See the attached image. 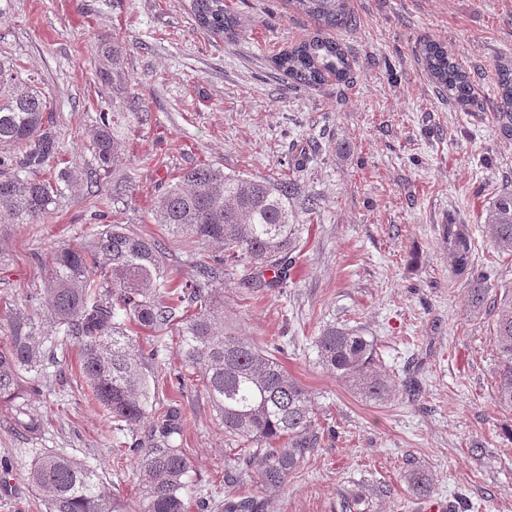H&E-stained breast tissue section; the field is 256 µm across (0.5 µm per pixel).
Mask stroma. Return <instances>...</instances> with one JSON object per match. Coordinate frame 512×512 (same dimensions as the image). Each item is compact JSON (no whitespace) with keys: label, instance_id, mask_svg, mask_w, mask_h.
Masks as SVG:
<instances>
[{"label":"stroma","instance_id":"obj_1","mask_svg":"<svg viewBox=\"0 0 512 512\" xmlns=\"http://www.w3.org/2000/svg\"><path fill=\"white\" fill-rule=\"evenodd\" d=\"M190 0H0V47L37 78L53 103L61 153L91 140L104 105L93 82L95 42L116 35L127 67L153 114L128 131L132 196L115 203L111 224L164 242L168 262L185 277L210 254L185 248L152 221V207L177 172L209 163L230 174L292 178L316 213L297 208L302 226L285 287L249 288L224 281V324L257 344H276L285 370L315 402L319 444L286 490L247 482L238 494L263 512H341V492L365 491L370 512H425L430 502L464 498L472 512H512V410L494 401L496 315L474 312L467 274L443 236L448 224L468 235L469 265L488 277L489 301L512 299V254L492 245L485 217L512 192V135L497 110L495 69L512 61V0H350L356 28L330 31L353 63L347 81L295 84L271 62L274 53L310 38L316 27L287 0H224L242 30L231 42L200 29ZM445 46L483 101L479 112L449 108L419 57L423 42ZM97 202L69 190L45 224L9 229L0 252V300L20 298L43 277L50 254L78 242ZM361 327L377 344L392 383L414 375L417 397L375 404L336 382L317 362L314 338L329 322ZM136 347L160 348L146 376L157 405L177 409L193 463L188 512H224V473L234 442L203 390L177 389L176 336L132 333ZM41 417L38 432L8 425L0 404V512H46L27 479L32 449L52 448L98 465L126 512L136 508L139 476L134 433L119 432L91 401L79 377L66 388L42 379L26 396ZM481 453H472V446ZM415 460L435 478L431 498L404 480Z\"/></svg>","mask_w":512,"mask_h":512}]
</instances>
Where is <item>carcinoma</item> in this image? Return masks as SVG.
Masks as SVG:
<instances>
[{
    "mask_svg": "<svg viewBox=\"0 0 512 512\" xmlns=\"http://www.w3.org/2000/svg\"><path fill=\"white\" fill-rule=\"evenodd\" d=\"M318 27L315 36L273 55L274 66L305 86L332 76L348 79L352 65L340 42L323 30H350L356 24L349 0H289ZM199 27L239 35L236 18L224 0H191ZM96 78L112 110L98 113L90 143L95 166L68 160L55 176L42 173L57 159L60 142L46 116L50 100L4 50L0 49V233L16 224H44L58 208L63 188H86L104 195L101 174L112 175L117 200L130 191L119 176L127 155V131L151 123L152 115L133 91L126 67L124 41L102 36L96 45ZM430 77L446 92L448 103L468 112L478 105L473 84L448 50L428 41L420 49ZM499 111L512 112V63L496 67ZM297 184L289 178L257 180L227 175L203 164L173 176L153 206V220L190 244H210L219 252L194 265L196 274L182 278L166 262V244L131 232L122 224L95 222L84 242L64 244L51 254L47 274L27 284L25 304L6 303L0 318V402L14 404L10 424L33 431L37 419L27 404L17 403L35 383L55 369L65 377L60 357L80 350L79 373L93 399L116 423L133 431L153 416L137 454L141 484L138 512H187L186 478L191 460L183 450L176 410L162 412L150 401L145 369L159 351L135 349L129 328L175 331L183 371L180 386L197 378L224 426L239 446L236 476L225 481L235 488L250 479L270 492L288 485L317 444L315 403L309 392L284 369L277 355L224 328V276L243 264L253 274L243 282L252 288H281L295 262L300 240L295 200ZM485 224L493 246L512 253V194L501 195ZM448 244L461 270L469 265L470 243L456 225H448ZM274 273L266 278V272ZM484 276L471 280L468 303L479 311L487 302ZM495 400L512 409V301L498 307L494 327ZM318 363L362 399L382 403L393 392L391 381L376 364L374 340L362 330L328 323L314 341ZM28 481L46 496L47 512H121L114 490L96 467L50 448L31 449ZM404 478L412 491L430 495L431 471L411 461ZM360 491L342 495V512H368Z\"/></svg>",
    "mask_w": 512,
    "mask_h": 512,
    "instance_id": "cac0c4a2",
    "label": "carcinoma"
}]
</instances>
